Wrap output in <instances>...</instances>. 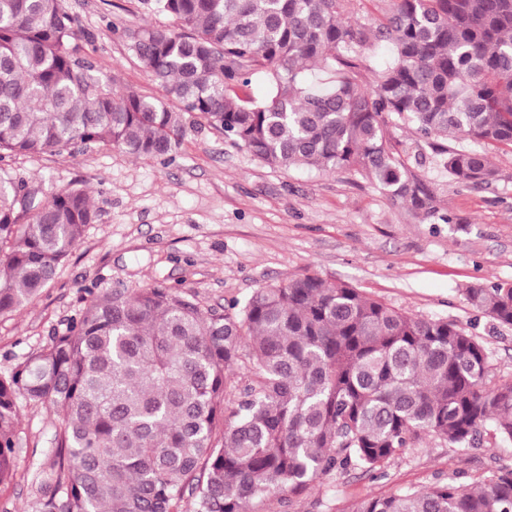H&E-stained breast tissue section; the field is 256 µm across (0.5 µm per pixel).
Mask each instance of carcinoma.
<instances>
[{"mask_svg": "<svg viewBox=\"0 0 512 512\" xmlns=\"http://www.w3.org/2000/svg\"><path fill=\"white\" fill-rule=\"evenodd\" d=\"M171 27L131 36L143 68L179 104L117 92L77 55L58 0H0V163L91 143L164 158L186 113L266 165L353 171L427 218L432 198L387 147L391 119L442 148L448 178L494 175L465 141L512 147V0H393L376 29L343 0H154ZM387 40L372 87L359 49ZM266 84L261 100L247 89ZM96 213L70 186L40 199L0 166V314L55 278ZM467 302L512 326V287ZM489 354L453 321L425 319L316 274L203 311L156 285L90 298L66 331L0 375V484L10 480L18 400L59 417L43 512H247L276 490L331 475H386L421 436L455 448L512 442V383H487ZM350 512H512V469L364 498Z\"/></svg>", "mask_w": 512, "mask_h": 512, "instance_id": "1", "label": "carcinoma"}]
</instances>
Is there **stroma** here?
Here are the masks:
<instances>
[{
    "instance_id": "1",
    "label": "stroma",
    "mask_w": 512,
    "mask_h": 512,
    "mask_svg": "<svg viewBox=\"0 0 512 512\" xmlns=\"http://www.w3.org/2000/svg\"><path fill=\"white\" fill-rule=\"evenodd\" d=\"M85 36L79 54L111 75L116 90L159 98L163 90L128 49L129 33L172 25L143 0H59ZM391 151L448 217L432 224L365 175L281 170L233 145L199 116L187 117L168 161L136 158L103 144L17 157L12 166L41 196L76 185L97 213L53 283L22 309L0 316V374L42 350L77 318L90 293L163 284L222 310L262 286L304 272L345 282L368 297L426 319H448L489 352L487 381L512 383V327L476 311L464 288L512 283V148L479 144L495 171L487 182L449 180L428 138L396 124ZM20 433L0 512H39L49 495L57 414L18 402ZM512 468V443L453 448L430 436L394 458L387 475L324 477L301 493L251 502L250 512H349L360 499L399 487L464 485Z\"/></svg>"
}]
</instances>
